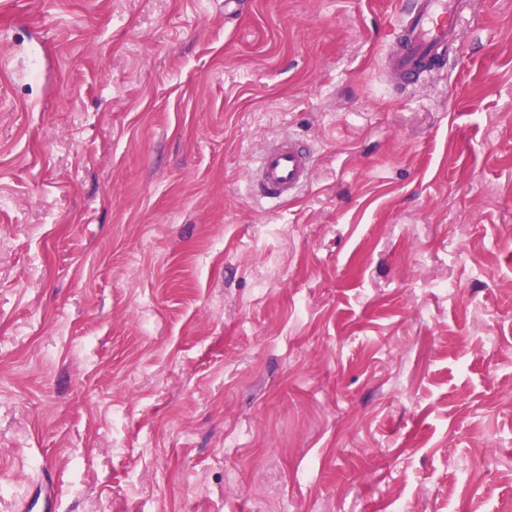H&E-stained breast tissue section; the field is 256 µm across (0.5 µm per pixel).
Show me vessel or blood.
<instances>
[{
	"instance_id": "vessel-or-blood-1",
	"label": "vessel or blood",
	"mask_w": 512,
	"mask_h": 512,
	"mask_svg": "<svg viewBox=\"0 0 512 512\" xmlns=\"http://www.w3.org/2000/svg\"><path fill=\"white\" fill-rule=\"evenodd\" d=\"M468 8L467 0H417L413 11L396 19L399 41L384 58L385 71L403 82L431 71L457 41ZM311 175V155L302 143L279 138L262 148L257 188L263 197L292 196L310 181ZM54 503V486L39 482L32 489L26 509L52 512Z\"/></svg>"
}]
</instances>
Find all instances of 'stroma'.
I'll return each mask as SVG.
<instances>
[{
  "label": "stroma",
  "instance_id": "obj_1",
  "mask_svg": "<svg viewBox=\"0 0 512 512\" xmlns=\"http://www.w3.org/2000/svg\"><path fill=\"white\" fill-rule=\"evenodd\" d=\"M403 2L0 0V512H512V0ZM471 6L463 0H417L413 11L399 13V42L385 56L384 70L404 83L433 71L457 41ZM312 175L309 150L291 138H279L261 150L257 188L263 197L290 198ZM55 488L49 482H39L33 486L27 504L23 507L28 512H47L54 510Z\"/></svg>",
  "mask_w": 512,
  "mask_h": 512
}]
</instances>
